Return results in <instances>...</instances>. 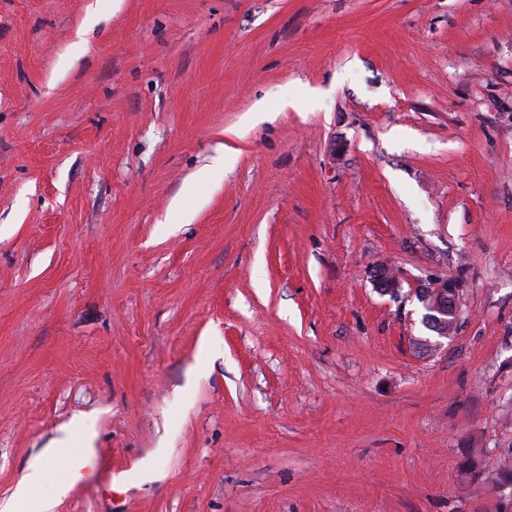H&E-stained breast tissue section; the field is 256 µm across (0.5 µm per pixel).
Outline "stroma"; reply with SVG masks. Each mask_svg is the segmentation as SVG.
<instances>
[{"label":"stroma","mask_w":512,"mask_h":512,"mask_svg":"<svg viewBox=\"0 0 512 512\" xmlns=\"http://www.w3.org/2000/svg\"><path fill=\"white\" fill-rule=\"evenodd\" d=\"M509 457L512 0H0V503L499 512ZM373 286L382 294H392L397 297L401 291V280L395 271L387 264H380L373 269ZM448 288H456L448 280L433 282L424 291L420 290V302L425 311V321L432 331L438 336L448 337V314L454 318V324L461 311V302H454L452 306L448 304ZM468 471L474 481L480 480L483 484L488 483L493 490H499L505 486H512V466L507 461L500 467L497 476L490 480L483 478V474L473 465L469 466ZM46 475L47 471L43 466H34L17 486L12 499L1 507L2 512H16V506L28 497L32 488L45 480Z\"/></svg>","instance_id":"stroma-1"}]
</instances>
